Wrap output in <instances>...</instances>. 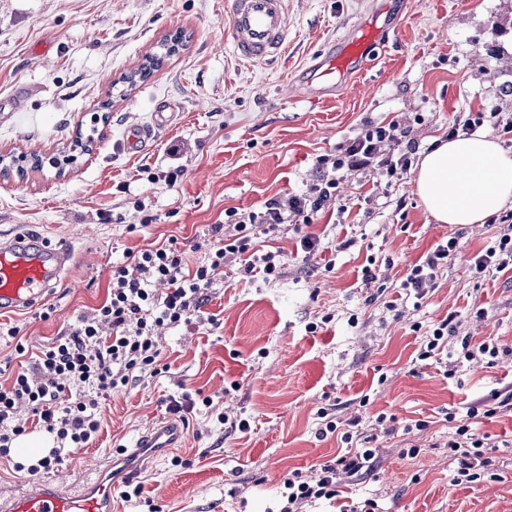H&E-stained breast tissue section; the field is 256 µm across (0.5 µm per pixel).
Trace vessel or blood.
Segmentation results:
<instances>
[{
    "instance_id": "vessel-or-blood-1",
    "label": "vessel or blood",
    "mask_w": 512,
    "mask_h": 512,
    "mask_svg": "<svg viewBox=\"0 0 512 512\" xmlns=\"http://www.w3.org/2000/svg\"><path fill=\"white\" fill-rule=\"evenodd\" d=\"M395 21H371L332 40L309 69L303 84L308 99H332L338 79L356 72ZM227 37L234 53L247 62L276 58L288 43V11L285 0H230ZM153 127L133 125L127 130V151L143 152L152 140ZM70 248L51 244L32 234H16L0 240V314L25 312L47 300L72 262ZM184 436L180 425L167 420L142 435L135 449L113 458L110 468L100 469L96 480L79 492L65 490L62 481H29L9 497L0 512H112V489L118 479L136 472L145 458L178 447Z\"/></svg>"
}]
</instances>
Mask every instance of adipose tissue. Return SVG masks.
I'll list each match as a JSON object with an SVG mask.
<instances>
[{"label": "adipose tissue", "mask_w": 512, "mask_h": 512, "mask_svg": "<svg viewBox=\"0 0 512 512\" xmlns=\"http://www.w3.org/2000/svg\"><path fill=\"white\" fill-rule=\"evenodd\" d=\"M414 186L441 224H478L512 202V154L484 135L441 142L419 161Z\"/></svg>", "instance_id": "1"}]
</instances>
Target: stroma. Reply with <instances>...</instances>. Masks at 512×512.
<instances>
[{"label": "stroma", "instance_id": "35a3bbf8", "mask_svg": "<svg viewBox=\"0 0 512 512\" xmlns=\"http://www.w3.org/2000/svg\"><path fill=\"white\" fill-rule=\"evenodd\" d=\"M288 0V51L264 63L237 59L224 37L227 0H0V154L36 155L38 168L0 177V234L35 232L72 249V264L52 297L23 313L0 315V363L15 344L38 352L93 316L107 296L112 264L170 239L187 245V263L203 262L195 242L210 238L225 209H254L305 191L332 169L315 165L354 138L364 122L399 117L419 153L448 138L466 112L512 113V0ZM400 18L365 70L335 99H298L294 82L326 51L329 38L355 28L379 5ZM183 44L146 81L123 83L160 40ZM24 88L21 106L12 93ZM182 106L156 129L146 151L127 152L130 125L152 122L159 104ZM182 174L176 184L166 177ZM413 171L386 177L348 172L310 233L311 257L292 231L258 235L278 251L276 280L244 273L232 261L216 274L205 312L213 325L162 331L165 372L116 391L102 403L101 429L41 478L79 490L95 465L131 447L169 419V397L211 398L247 431L222 428L204 411L184 422L180 447L141 463L132 482L112 491L116 512H277L279 484L298 471L317 478L345 450L349 422L373 436L377 467L344 479L336 500L309 512H342L371 498L379 512H512V410L483 419L499 442V476L455 483L448 460L453 431L444 408L466 411L491 389L512 387V270L474 278L470 264L502 229L439 224L413 190ZM457 249L423 299L401 286L436 244ZM372 266L376 278L363 276ZM485 309L477 317V309ZM453 318L439 360L422 361L425 328ZM494 339L503 354L459 361L461 337ZM337 432L319 436L324 419ZM388 420L377 423L378 415ZM428 421L410 437L403 426ZM415 446L417 457L402 456ZM180 466H173V459ZM140 497L125 500L128 484Z\"/></svg>", "mask_w": 512, "mask_h": 512}]
</instances>
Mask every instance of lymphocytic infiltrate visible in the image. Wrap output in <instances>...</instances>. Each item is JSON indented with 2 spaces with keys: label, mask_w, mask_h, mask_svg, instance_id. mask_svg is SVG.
Masks as SVG:
<instances>
[{
  "label": "lymphocytic infiltrate",
  "mask_w": 512,
  "mask_h": 512,
  "mask_svg": "<svg viewBox=\"0 0 512 512\" xmlns=\"http://www.w3.org/2000/svg\"><path fill=\"white\" fill-rule=\"evenodd\" d=\"M415 151L408 127L398 119L369 121L335 153L318 156L317 164H329L339 171L379 169L391 177L397 170L411 168ZM337 188L336 181L321 180L302 193L268 199L257 211L226 209L224 222L232 226V233L208 244L204 263L194 271H187L185 252L173 240L128 254L126 261L113 265L107 297L94 317L83 318L78 328L56 337L35 356H28L25 346L16 344L17 355L27 357L28 363L12 374L9 384H0V456H8L12 440L26 430L17 417L23 403L30 407L40 429L56 440L48 457L39 460L40 468L60 463L70 449L89 446L100 429L102 400L114 390L160 374V328L203 320L214 274L229 261H241L245 273L259 270L267 279H277L283 266L281 256L255 250V233L273 235L283 226H294L302 232V251L314 255L320 239L304 228L318 220ZM500 221L503 231L472 259L475 277L512 270V212ZM456 247L452 238L437 244L410 269L403 287L423 299ZM160 284L165 285V292H157ZM502 407L512 408V390H491L462 415L444 411L453 429L448 455L457 464L458 481L476 484L491 476L490 437L480 431L478 421ZM376 454V449L364 446L350 449L326 462L321 478L313 483L292 472L282 482L280 512H303L310 503L337 498L342 476L371 472Z\"/></svg>",
  "instance_id": "lymphocytic-infiltrate-1"
}]
</instances>
